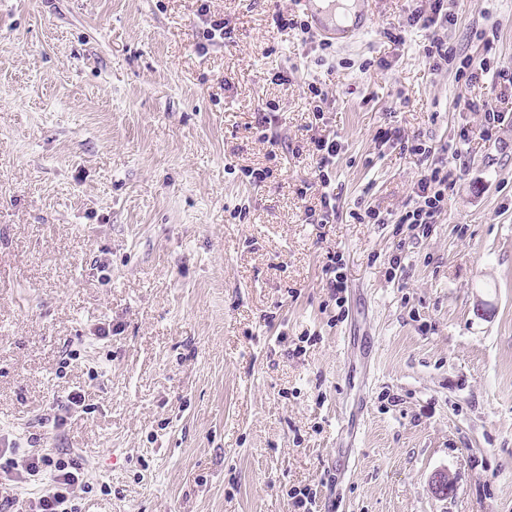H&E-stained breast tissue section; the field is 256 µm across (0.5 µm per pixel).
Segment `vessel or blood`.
Wrapping results in <instances>:
<instances>
[{
	"label": "vessel or blood",
	"instance_id": "1",
	"mask_svg": "<svg viewBox=\"0 0 512 512\" xmlns=\"http://www.w3.org/2000/svg\"><path fill=\"white\" fill-rule=\"evenodd\" d=\"M313 28L325 40L341 45L355 42L374 25V15L362 7L337 13L336 0H298Z\"/></svg>",
	"mask_w": 512,
	"mask_h": 512
}]
</instances>
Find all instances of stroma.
Instances as JSON below:
<instances>
[{
	"instance_id": "35a3bbf8",
	"label": "stroma",
	"mask_w": 512,
	"mask_h": 512,
	"mask_svg": "<svg viewBox=\"0 0 512 512\" xmlns=\"http://www.w3.org/2000/svg\"><path fill=\"white\" fill-rule=\"evenodd\" d=\"M209 5L230 38L197 0H0V443L79 456L80 512H294L304 486L320 512H512V88L385 37L430 0H369L373 30L327 48L271 28L294 0ZM446 6L448 42L512 68V0ZM465 100L504 123L454 156ZM325 134L337 214L309 224ZM430 161L453 183L425 235L397 218ZM393 138V139H392ZM377 139L384 143L389 142L391 139L392 141L397 140L400 143V148L402 150L410 151L413 154H419V155H425L430 152L429 147L426 146L424 142H422L420 139H413L409 141V138L402 139L401 132L398 128H385L384 130H380L377 135ZM410 143V146H409ZM328 264L326 267L327 271H330V277L328 279V285L331 289V298L337 303L338 305L342 306L343 298L338 296V294L342 293L343 289L345 288V282H344V275L338 271L341 269V257L334 253L333 255H329L327 257ZM334 273V276L331 277V274ZM338 300V302H337ZM85 402V393L81 389H75L69 392L66 397V401L61 405H58L59 410L63 411V414H58L54 416V427L59 428L63 426L67 419L68 415L73 413H78V410L84 408Z\"/></svg>"
}]
</instances>
